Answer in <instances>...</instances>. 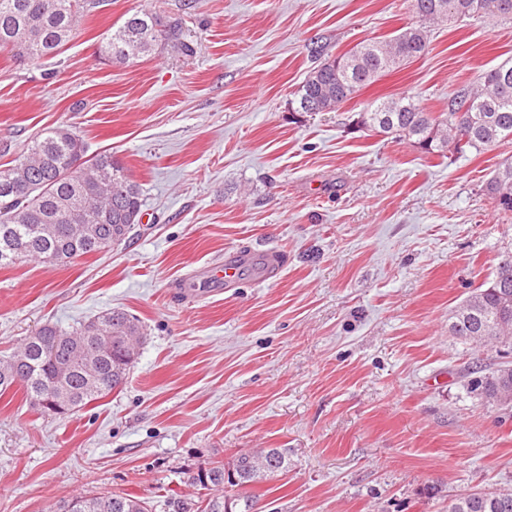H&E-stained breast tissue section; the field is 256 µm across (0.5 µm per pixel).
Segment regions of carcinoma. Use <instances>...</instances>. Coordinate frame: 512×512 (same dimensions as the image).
I'll return each mask as SVG.
<instances>
[{
  "label": "carcinoma",
  "mask_w": 512,
  "mask_h": 512,
  "mask_svg": "<svg viewBox=\"0 0 512 512\" xmlns=\"http://www.w3.org/2000/svg\"><path fill=\"white\" fill-rule=\"evenodd\" d=\"M102 0H0V50L18 59L57 56L73 38L78 17ZM422 24L409 26L386 41H365L338 55L324 56L293 93L296 112H333L379 76L429 52L427 24L474 15L512 19V0H413ZM167 49L191 56L177 22L163 23L147 9L127 13L110 31L103 52L126 64ZM356 124L409 140L426 154L445 157L486 149L512 140V64L484 73L483 81L454 99L438 116L412 96L393 97L359 113ZM82 137L67 127L38 135L27 150L6 165L12 184L0 192V266L23 259L66 264L128 239L140 223L141 189L110 154L85 158ZM82 160L74 167L76 160ZM486 192L502 213H512V163L489 179ZM448 331L475 348L493 336L500 351L512 353V276L483 282L448 315ZM145 335L140 320L112 309L72 331L45 325L12 353L0 356V395L23 388L31 407L66 414L109 395L127 379L136 361L134 344ZM467 391L484 403L512 393L499 366H477ZM60 391L69 401L56 411L45 405ZM288 470V449L260 448L237 453L230 461L190 478L200 490L197 500L168 499V512H253L255 497L234 488L255 485ZM148 512L145 502L128 493L87 498L75 496L54 505L53 512ZM448 512H512V490L458 497Z\"/></svg>",
  "instance_id": "cac0c4a2"
}]
</instances>
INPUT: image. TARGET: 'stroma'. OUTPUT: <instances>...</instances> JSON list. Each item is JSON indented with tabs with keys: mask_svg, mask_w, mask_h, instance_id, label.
I'll return each mask as SVG.
<instances>
[{
	"mask_svg": "<svg viewBox=\"0 0 512 512\" xmlns=\"http://www.w3.org/2000/svg\"><path fill=\"white\" fill-rule=\"evenodd\" d=\"M141 8L179 21L194 55L106 60L102 33ZM418 21L412 0H105L58 57L0 51V165L69 127L127 168L143 211L126 242L1 268L0 353L116 307L147 332L127 382L78 410L0 396V512L113 491L193 499L190 474L258 448L289 458L253 489L265 512H448L512 490V413L466 389L499 354L448 333L512 249V214L484 190L512 142L442 159L348 126L401 95L447 111L512 61V20L434 27L427 55L336 111L291 109L312 40L338 55ZM273 247L287 257L275 278L206 277L224 254Z\"/></svg>",
	"mask_w": 512,
	"mask_h": 512,
	"instance_id": "35a3bbf8",
	"label": "stroma"
}]
</instances>
